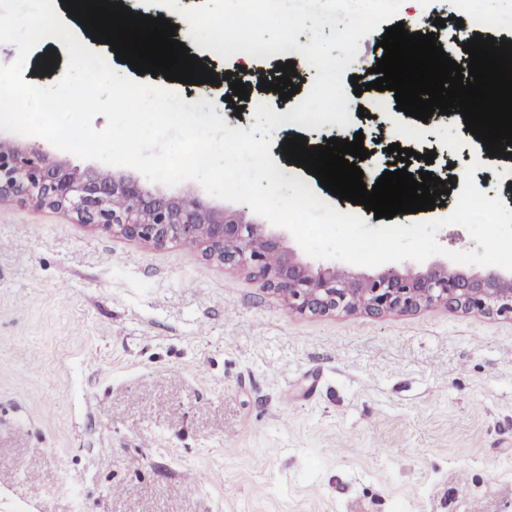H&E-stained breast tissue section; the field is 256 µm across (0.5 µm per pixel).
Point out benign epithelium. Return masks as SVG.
<instances>
[{"mask_svg": "<svg viewBox=\"0 0 512 512\" xmlns=\"http://www.w3.org/2000/svg\"><path fill=\"white\" fill-rule=\"evenodd\" d=\"M17 198L77 215L84 224L129 240L162 245L193 243L206 257L243 267L299 311L328 314L365 311L378 316L410 312L428 304L512 315V279L469 275L435 262L425 270L390 266L374 276H355L334 266L305 263L284 246V236L244 217L216 214L199 195L184 199L153 193L136 180L96 170L79 172L33 148L0 141V200ZM279 264L270 266L266 257Z\"/></svg>", "mask_w": 512, "mask_h": 512, "instance_id": "1", "label": "benign epithelium"}]
</instances>
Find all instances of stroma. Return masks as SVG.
I'll return each mask as SVG.
<instances>
[{
	"mask_svg": "<svg viewBox=\"0 0 512 512\" xmlns=\"http://www.w3.org/2000/svg\"><path fill=\"white\" fill-rule=\"evenodd\" d=\"M120 2L174 23L219 85L138 74L63 5L55 10L120 74L188 103L212 101L226 124L250 129L260 102L296 106L317 75L298 72V93L281 100L259 83L274 80L289 53L225 61L195 44L178 13ZM414 15L445 19L438 42L460 57L451 0H415L397 18ZM47 55L55 66L46 75ZM67 61L64 45L45 39L23 78L52 84ZM233 77L250 89L239 113L226 100ZM350 119L276 129L270 155L343 209L287 162L284 139L317 146L363 133L367 184L391 169L387 148L400 144L419 155L411 173L430 167L456 184L444 205L394 223L446 216L478 149L460 120L394 109ZM431 151L429 165L421 156ZM0 512H512V316L442 304L403 315L301 313L198 246L130 241L1 200Z\"/></svg>",
	"mask_w": 512,
	"mask_h": 512,
	"instance_id": "obj_1",
	"label": "stroma"
}]
</instances>
